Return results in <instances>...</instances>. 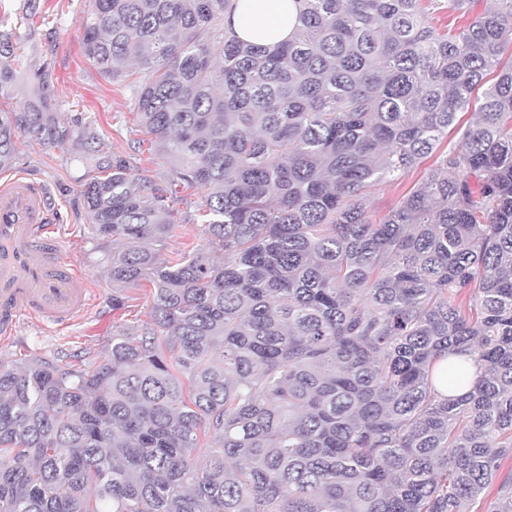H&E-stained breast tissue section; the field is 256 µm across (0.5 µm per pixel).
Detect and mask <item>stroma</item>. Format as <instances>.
<instances>
[{"label":"stroma","mask_w":512,"mask_h":512,"mask_svg":"<svg viewBox=\"0 0 512 512\" xmlns=\"http://www.w3.org/2000/svg\"><path fill=\"white\" fill-rule=\"evenodd\" d=\"M49 18L33 40L18 39L22 71L15 82L0 91V106L18 109L28 100L32 75L49 65L56 88V111L72 132L65 144L45 147L19 139L18 154L10 174L48 183L57 210L54 221L66 235L65 247L86 274L94 300L91 309L66 331L53 326L23 324L13 342L0 347V365L19 359H39L67 367L80 366L98 357L112 339L113 328L145 320L150 309L149 283L138 287L113 285L106 267L112 241L93 230L80 186L90 172L80 160L79 122L92 118L98 128L103 152L130 158L136 173L165 176L169 163L150 147V138L137 117L135 97L123 82L102 76L83 56L82 18L90 0H39ZM202 190H180L175 203L178 226L175 235L161 248V257L203 239L200 207Z\"/></svg>","instance_id":"stroma-1"}]
</instances>
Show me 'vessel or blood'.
<instances>
[{
	"mask_svg": "<svg viewBox=\"0 0 512 512\" xmlns=\"http://www.w3.org/2000/svg\"><path fill=\"white\" fill-rule=\"evenodd\" d=\"M56 201L41 183L0 181V341L23 323L63 330L91 304L86 278L66 253L50 213Z\"/></svg>",
	"mask_w": 512,
	"mask_h": 512,
	"instance_id": "vessel-or-blood-1",
	"label": "vessel or blood"
}]
</instances>
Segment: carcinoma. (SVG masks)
Returning <instances> with one entry per match:
<instances>
[{
  "label": "carcinoma",
  "mask_w": 512,
  "mask_h": 512,
  "mask_svg": "<svg viewBox=\"0 0 512 512\" xmlns=\"http://www.w3.org/2000/svg\"><path fill=\"white\" fill-rule=\"evenodd\" d=\"M91 2L83 56L146 70L130 88L172 170L131 174L90 120L82 195L112 283L152 304L97 364L0 367V512H475L495 482L512 512V0L445 33L426 12L466 0H294L275 45L236 36L237 0ZM14 16L34 37L36 0ZM21 136L70 137L47 66L0 110V168ZM181 186L206 190L203 243L162 261L145 243ZM435 159L436 155L433 154L432 157L426 159L417 170L411 172L404 180L392 185H384L371 200L369 206L371 219L378 223L387 213L388 209L419 181L425 169L433 164Z\"/></svg>",
  "instance_id": "carcinoma-1"
}]
</instances>
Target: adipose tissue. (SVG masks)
<instances>
[{
    "mask_svg": "<svg viewBox=\"0 0 512 512\" xmlns=\"http://www.w3.org/2000/svg\"><path fill=\"white\" fill-rule=\"evenodd\" d=\"M295 16L292 0H238L231 23L239 38L270 43L288 38Z\"/></svg>",
    "mask_w": 512,
    "mask_h": 512,
    "instance_id": "adipose-tissue-1",
    "label": "adipose tissue"
}]
</instances>
